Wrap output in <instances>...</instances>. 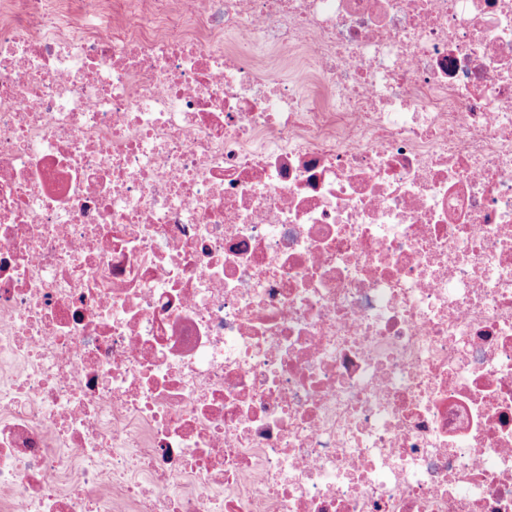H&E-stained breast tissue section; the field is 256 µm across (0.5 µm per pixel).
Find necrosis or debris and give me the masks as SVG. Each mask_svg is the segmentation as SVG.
Segmentation results:
<instances>
[{"mask_svg":"<svg viewBox=\"0 0 512 512\" xmlns=\"http://www.w3.org/2000/svg\"><path fill=\"white\" fill-rule=\"evenodd\" d=\"M0 512H512V0H0Z\"/></svg>","mask_w":512,"mask_h":512,"instance_id":"necrosis-or-debris-1","label":"necrosis or debris"}]
</instances>
